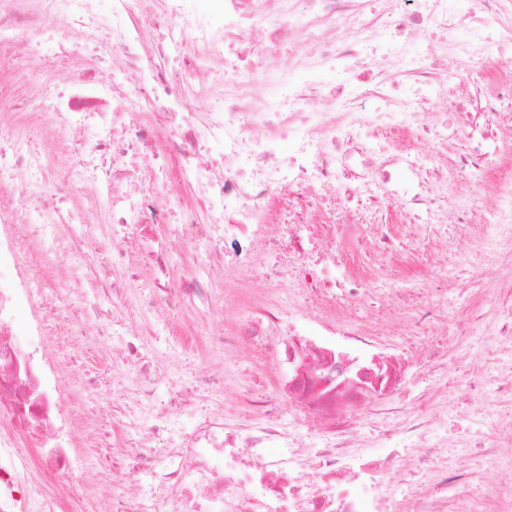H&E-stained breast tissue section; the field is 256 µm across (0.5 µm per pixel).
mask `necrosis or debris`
I'll list each match as a JSON object with an SVG mask.
<instances>
[{
    "label": "necrosis or debris",
    "mask_w": 512,
    "mask_h": 512,
    "mask_svg": "<svg viewBox=\"0 0 512 512\" xmlns=\"http://www.w3.org/2000/svg\"><path fill=\"white\" fill-rule=\"evenodd\" d=\"M136 0H0V512H89L78 472L81 460L68 450L73 421L61 408L69 376L49 355L48 338L64 330L88 341L112 325L136 335L144 316L194 302L209 314L217 300L243 298L250 277L265 264L263 243L276 239L293 265L294 287L321 303L327 288L344 279L351 293L371 297L377 281L371 267L347 255L360 243L380 248L393 273L407 263L385 227L439 224L440 189L449 180L480 173L492 148L512 149L485 128L512 99V74L502 73L494 94L459 96L451 122L427 110L447 98L450 84L466 85L488 58L512 62V0H382L378 19L368 18L369 0H160L145 19ZM222 27H214V18ZM158 36L145 44L143 31ZM107 31L138 72L135 82L73 79L67 94L42 89L27 111H13L15 76L34 68L59 41L83 47ZM192 40L194 50L181 46ZM304 51H296L297 42ZM294 47L293 78L273 80L263 59L271 48ZM111 45L84 57L93 72ZM377 66H397L383 81ZM233 60L235 78L216 87L205 80L209 66ZM178 116L160 131L146 115ZM48 130L50 148L64 147L77 163L68 180L51 174L49 152L32 153L30 129ZM418 132L436 143L455 135L465 151L419 161L395 133ZM219 160L202 165L212 148ZM162 158L166 173L188 180L191 201L159 206L142 185L152 178L140 165L132 178L125 159L140 151ZM343 182L369 196L384 216L369 227L352 223L336 233L325 188ZM68 197V211L44 209L51 198ZM483 213V241L499 266L512 267V178L494 182ZM112 206L111 224L87 229L84 239L108 256L98 282L65 289L43 302L33 293L36 271L22 259L35 250L46 268L61 267L73 246L75 225L101 201ZM44 224L40 239L24 241L30 216ZM316 225L326 253L305 257L301 228ZM186 242L198 275H168L141 299L128 301L127 280L111 277L138 238ZM112 305H101L103 294ZM83 305L74 320L69 311ZM285 297L245 300L233 321L204 323L207 346L248 342L269 349L278 373L254 395L242 419H225L212 401L224 380L200 370L185 375L144 364L131 340L114 356L134 374L114 388L111 407L91 410L99 433L93 446L103 475H122L127 494L112 512H478L481 500L469 481L471 453L449 448L439 431L442 414L419 403L395 409L385 399L405 375L403 362L375 351L369 328L336 320L319 326H285ZM504 355L498 387L512 391V298L503 297L485 329ZM448 373H465L466 418L480 453L494 461L512 447V410H490L488 380L466 370L463 360ZM170 393V412L158 411L154 393ZM404 419L389 425L390 415ZM380 427L385 461L354 454L362 420ZM416 458L418 488L404 494L406 472L399 453ZM65 486L52 492L46 478Z\"/></svg>",
    "instance_id": "1"
}]
</instances>
